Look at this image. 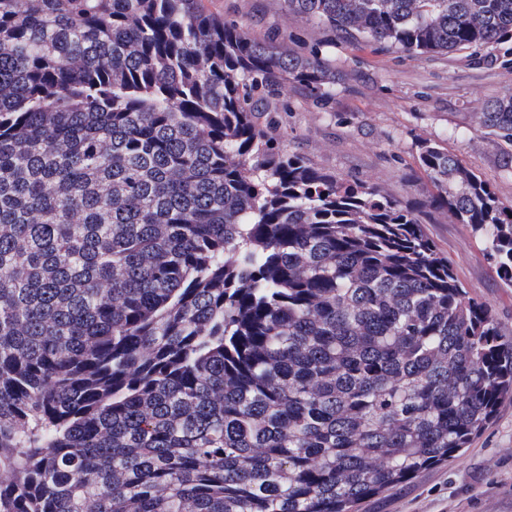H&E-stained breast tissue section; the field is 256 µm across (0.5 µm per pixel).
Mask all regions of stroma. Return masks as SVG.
Masks as SVG:
<instances>
[{
	"instance_id": "obj_1",
	"label": "stroma",
	"mask_w": 512,
	"mask_h": 512,
	"mask_svg": "<svg viewBox=\"0 0 512 512\" xmlns=\"http://www.w3.org/2000/svg\"><path fill=\"white\" fill-rule=\"evenodd\" d=\"M221 20L264 41L287 39L297 52L319 50L340 79L324 107L301 88L271 97L260 125L275 141L316 168L377 186L400 201L425 193L408 187L419 141L459 154L512 203V155L476 124L477 112L512 93V50L412 55L383 44L335 37L315 21L286 14L282 0H205ZM426 234L455 267L470 296L483 303L512 341V288L483 245L448 213L435 214ZM358 512H512V401L469 448L408 484L372 497Z\"/></svg>"
}]
</instances>
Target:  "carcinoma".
Returning a JSON list of instances; mask_svg holds the SVG:
<instances>
[{
  "instance_id": "cac0c4a2",
  "label": "carcinoma",
  "mask_w": 512,
  "mask_h": 512,
  "mask_svg": "<svg viewBox=\"0 0 512 512\" xmlns=\"http://www.w3.org/2000/svg\"><path fill=\"white\" fill-rule=\"evenodd\" d=\"M409 54L512 0H284ZM336 69L203 0H0V512H357L512 400V343L420 214L512 287V204L425 140L403 204L274 144ZM512 148V95L477 113Z\"/></svg>"
}]
</instances>
